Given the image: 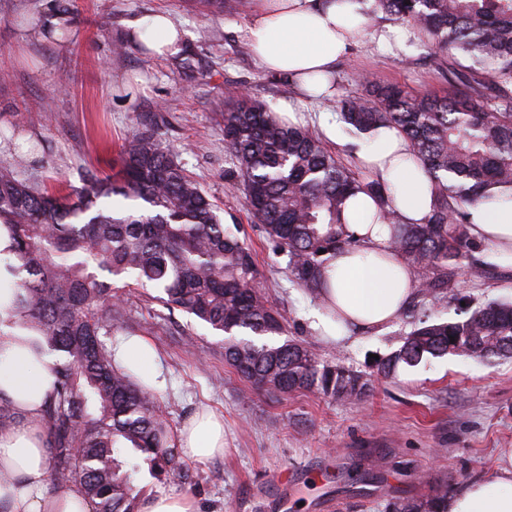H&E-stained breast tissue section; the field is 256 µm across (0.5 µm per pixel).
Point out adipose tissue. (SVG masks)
<instances>
[{"instance_id": "adipose-tissue-1", "label": "adipose tissue", "mask_w": 512, "mask_h": 512, "mask_svg": "<svg viewBox=\"0 0 512 512\" xmlns=\"http://www.w3.org/2000/svg\"><path fill=\"white\" fill-rule=\"evenodd\" d=\"M362 9L360 0H262L248 25L253 54L262 70L295 81L301 92L322 93L337 60L366 34ZM132 33L158 54L185 38L164 13L134 22ZM362 157L389 188L404 222L428 217L431 183L397 131L382 128L370 134ZM376 210L366 194L350 200L348 217L358 243L337 253L324 270L327 286L311 316L314 326L335 340L392 323L416 292L405 260L389 246V225L373 221ZM470 213L471 234L500 260L512 262V200L481 203ZM117 356L137 379L161 386L162 362L147 341L130 338L119 345ZM54 383L50 359H37L24 347L0 350V396L22 417L0 431V474L10 476L9 482L0 481V504L7 512H93L79 485L53 489L48 483L49 449L40 416ZM177 446L196 461L223 455V418L208 410L195 413L182 426ZM429 507L431 512H512V454Z\"/></svg>"}]
</instances>
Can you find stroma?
Segmentation results:
<instances>
[{
    "label": "stroma",
    "instance_id": "obj_1",
    "mask_svg": "<svg viewBox=\"0 0 512 512\" xmlns=\"http://www.w3.org/2000/svg\"><path fill=\"white\" fill-rule=\"evenodd\" d=\"M256 0L237 10L202 14L187 0H0V131L38 137L29 174L50 189L81 188L88 172L112 173L125 139L151 131L221 209L226 226L251 246L262 290L286 320V338L318 359L365 374L366 396L336 401L312 391H257L224 361V343L181 312H168L150 288L120 295L148 329L165 363L160 405L171 429L199 406L224 416L223 457L183 459L188 479L141 472L140 496L159 489L191 495L199 512H390L394 503L425 501L512 451V357L447 354L395 375L377 373L411 326L399 318L377 332L332 342L312 325L320 302L291 278L251 215L246 191L224 151L222 112L228 89L290 104L297 121L317 127L321 103L300 98L281 76L261 70L247 46ZM170 12L187 33L190 70L156 57L129 38L130 23ZM336 82L394 83L414 93H447L420 37L392 51L372 39L336 64ZM479 257L487 278L459 271L446 302L418 316L455 322L487 303L512 301V265Z\"/></svg>",
    "mask_w": 512,
    "mask_h": 512
}]
</instances>
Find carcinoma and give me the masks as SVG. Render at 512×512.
<instances>
[{"label": "carcinoma", "mask_w": 512, "mask_h": 512, "mask_svg": "<svg viewBox=\"0 0 512 512\" xmlns=\"http://www.w3.org/2000/svg\"><path fill=\"white\" fill-rule=\"evenodd\" d=\"M239 0H196L231 12ZM364 15L393 20L428 37L451 95L413 94L367 83L363 93L325 99L355 137L393 128L410 143L433 183L428 218L405 223L388 188L364 179L328 150L318 133L285 124L266 104L228 94L224 147L243 183L252 215L293 281L317 298L322 271L355 245L345 209L357 192L372 196L392 225L421 294L435 302L456 288L457 270L488 274L476 257L469 208L512 197V0H371ZM120 170L87 174L83 187L50 191L14 161L0 166V226L10 236L6 267L17 292L0 315V345L31 348L53 362L56 384L41 420L50 450V481L79 484L94 512H137L134 485L149 472L187 477L169 425L150 387L118 364L102 337L136 331L115 292L132 278L158 288L163 308L179 310L224 337V361L267 393L314 391L338 400L364 394L368 380L320 363L302 344L270 339L284 318L255 287L257 265L245 239L224 227L218 206L153 135L140 133L119 152ZM458 353H512V303L490 302L456 322L420 320L401 348L378 366ZM20 421L0 396V429Z\"/></svg>", "instance_id": "1"}]
</instances>
